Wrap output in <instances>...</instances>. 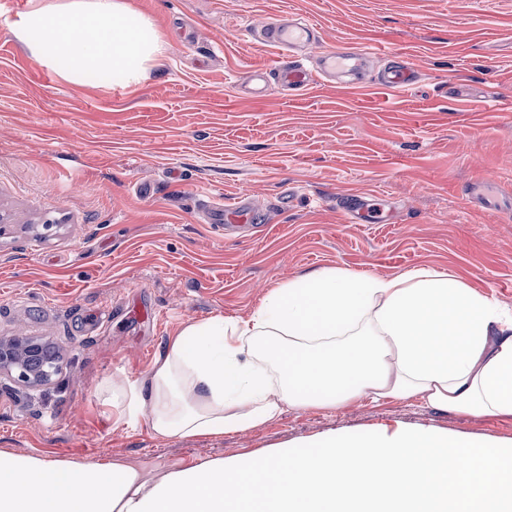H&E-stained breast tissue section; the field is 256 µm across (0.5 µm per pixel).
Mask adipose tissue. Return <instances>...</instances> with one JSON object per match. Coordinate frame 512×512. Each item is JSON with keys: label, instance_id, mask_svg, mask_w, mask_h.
I'll list each match as a JSON object with an SVG mask.
<instances>
[{"label": "adipose tissue", "instance_id": "ef3b65f1", "mask_svg": "<svg viewBox=\"0 0 512 512\" xmlns=\"http://www.w3.org/2000/svg\"><path fill=\"white\" fill-rule=\"evenodd\" d=\"M64 79L143 82L163 56L127 0H44L10 25ZM153 435L243 433L286 409L419 399L512 417V313L453 272L323 268L270 290L245 319L183 326L135 380L106 386ZM150 476L118 460L0 451V512H512V447L402 425Z\"/></svg>", "mask_w": 512, "mask_h": 512}]
</instances>
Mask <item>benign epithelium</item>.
<instances>
[{
    "instance_id": "benign-epithelium-1",
    "label": "benign epithelium",
    "mask_w": 512,
    "mask_h": 512,
    "mask_svg": "<svg viewBox=\"0 0 512 512\" xmlns=\"http://www.w3.org/2000/svg\"><path fill=\"white\" fill-rule=\"evenodd\" d=\"M60 353L50 342L29 336H0V379L24 387L49 383L59 370Z\"/></svg>"
}]
</instances>
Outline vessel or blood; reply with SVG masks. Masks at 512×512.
Returning a JSON list of instances; mask_svg holds the SVG:
<instances>
[{"label": "vessel or blood", "mask_w": 512, "mask_h": 512, "mask_svg": "<svg viewBox=\"0 0 512 512\" xmlns=\"http://www.w3.org/2000/svg\"><path fill=\"white\" fill-rule=\"evenodd\" d=\"M251 37L278 47L287 55L270 70H258L255 73L257 85L254 96L263 97L269 85H276L286 97L300 96L315 80L345 79L346 83L358 84L362 74L357 68L363 52L327 51L321 53L315 63H308L301 51L312 45L317 38V27L308 18L284 24L280 19L267 20L261 27L251 30ZM419 79L418 70L409 62L400 58H391L386 67L377 75L376 84L395 90L413 86ZM347 218L368 224L381 222L382 216L376 213L371 203L358 195L346 198L343 206ZM256 208L253 200L245 195L235 197L231 202L216 204L207 209V221L226 231L254 225Z\"/></svg>", "instance_id": "b4317fda"}]
</instances>
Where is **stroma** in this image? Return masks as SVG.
Instances as JSON below:
<instances>
[{"label":"stroma","instance_id":"stroma-1","mask_svg":"<svg viewBox=\"0 0 512 512\" xmlns=\"http://www.w3.org/2000/svg\"><path fill=\"white\" fill-rule=\"evenodd\" d=\"M36 2L0 10V336L51 341L62 362L42 387L0 382V451L164 471L399 424L512 441V419L416 399L162 440L101 397L185 324L248 318L325 267H445L512 310V0H128L167 43L136 87L37 62L9 29ZM297 13L318 27L311 54L369 51L370 80L403 54L419 84L247 97L252 70L280 57L245 29ZM476 183L488 203L472 202ZM242 193L260 227L213 229L207 203ZM353 193L387 223H348Z\"/></svg>","mask_w":512,"mask_h":512}]
</instances>
